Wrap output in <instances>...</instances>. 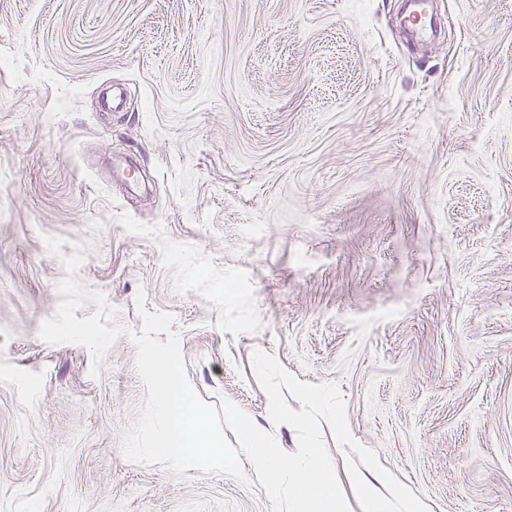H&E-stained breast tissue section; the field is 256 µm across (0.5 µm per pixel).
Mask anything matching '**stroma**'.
Instances as JSON below:
<instances>
[{"instance_id":"35a3bbf8","label":"stroma","mask_w":512,"mask_h":512,"mask_svg":"<svg viewBox=\"0 0 512 512\" xmlns=\"http://www.w3.org/2000/svg\"><path fill=\"white\" fill-rule=\"evenodd\" d=\"M429 2L0 0V512H270L251 463L125 458L140 292L284 451L258 350L431 512H512V0ZM79 245L96 376L39 336Z\"/></svg>"}]
</instances>
